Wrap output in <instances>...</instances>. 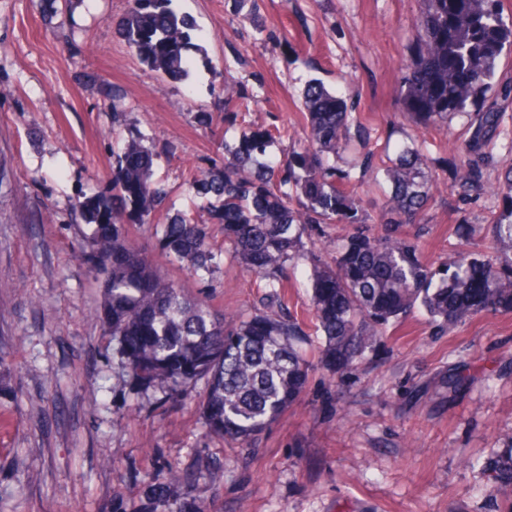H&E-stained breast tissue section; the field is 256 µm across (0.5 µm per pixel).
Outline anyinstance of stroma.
<instances>
[{
  "label": "stroma",
  "mask_w": 512,
  "mask_h": 512,
  "mask_svg": "<svg viewBox=\"0 0 512 512\" xmlns=\"http://www.w3.org/2000/svg\"><path fill=\"white\" fill-rule=\"evenodd\" d=\"M172 6L195 25L177 80L116 34L129 0H0V512H147L148 482L172 465L191 472L180 491L205 512H504L484 466L512 443V313L440 331L413 310L341 377L310 336L305 391L245 444L208 433L197 397L164 404L123 380L94 314L99 289L76 258L90 227L75 204L109 194L117 141L155 151L153 178L168 191L152 223L126 234L163 276L227 314H252L264 291L225 256L224 231L197 211L189 182L223 167L224 111L240 102L239 125L288 129L280 155L302 134L309 80L351 98L374 157L367 169L343 160L374 223L391 159L420 153L433 199L404 232L431 267L482 250L500 208L496 195L452 185L470 115L425 125L405 106L425 0ZM500 129L479 163L488 183L512 163V105ZM178 213L205 225L214 276H189L160 251Z\"/></svg>",
  "instance_id": "1"
}]
</instances>
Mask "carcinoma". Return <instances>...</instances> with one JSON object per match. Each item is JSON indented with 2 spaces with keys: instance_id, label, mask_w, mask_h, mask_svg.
<instances>
[{
  "instance_id": "obj_1",
  "label": "carcinoma",
  "mask_w": 512,
  "mask_h": 512,
  "mask_svg": "<svg viewBox=\"0 0 512 512\" xmlns=\"http://www.w3.org/2000/svg\"><path fill=\"white\" fill-rule=\"evenodd\" d=\"M419 19L423 39L404 75L405 104L426 122L475 112L474 131L462 147L469 161L454 170V184L487 188L501 195L492 214L490 249L482 256L464 251L441 271L425 264L402 236L429 205L431 178L424 159L402 149L388 169L387 221L372 233L368 218L339 180L349 174L334 158L351 141L347 99L323 82H308L303 93L306 126L286 159L268 160L269 148L290 137L286 130L244 127L224 140V167L195 177L190 190L198 206L224 225V245L234 259L273 288L298 258L311 261L310 316L324 336L321 359L342 376L380 336L414 307L425 309L442 327L488 312H512V165L496 185L481 183L477 157L500 134L501 113L512 98V81L496 79L504 51H512V23L503 0H426ZM191 23L170 0H130L119 32L152 69L173 79L189 64ZM112 194L80 202L91 233L78 257L100 288L97 314L118 357V365L142 390L159 388L177 403L203 385L199 408L211 434L247 442L277 420L305 390L310 365L305 318L279 309L288 299L274 294L262 312L245 319L216 313L183 286L158 274L148 250L130 239L121 224H149L167 198L151 180L156 153L135 139L114 154ZM328 224L352 232L326 262L312 250ZM191 275L217 269L206 227L185 214L165 225L160 243ZM496 494L512 512V443L489 457ZM171 467L164 483L151 485V499L164 512H202L174 491L184 483Z\"/></svg>"
}]
</instances>
